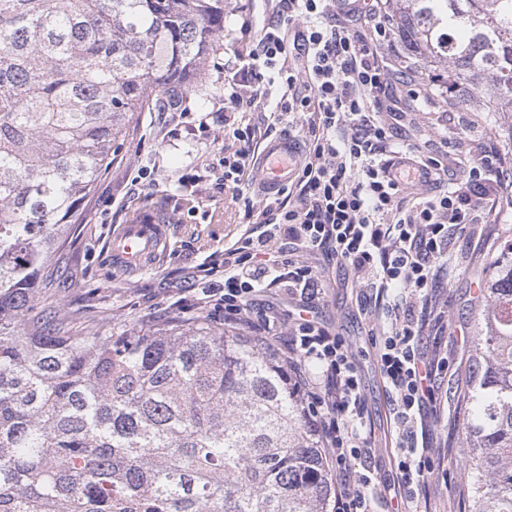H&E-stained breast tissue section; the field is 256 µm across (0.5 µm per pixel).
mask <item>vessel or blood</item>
Instances as JSON below:
<instances>
[{
	"label": "vessel or blood",
	"mask_w": 512,
	"mask_h": 512,
	"mask_svg": "<svg viewBox=\"0 0 512 512\" xmlns=\"http://www.w3.org/2000/svg\"><path fill=\"white\" fill-rule=\"evenodd\" d=\"M298 154L297 140L288 134L270 140L261 154L256 178L262 191L273 194L291 179ZM165 238V229L154 218L120 225L112 236V260L115 267L129 273L139 272L158 254Z\"/></svg>",
	"instance_id": "vessel-or-blood-1"
}]
</instances>
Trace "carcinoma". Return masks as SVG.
Segmentation results:
<instances>
[{"instance_id":"carcinoma-1","label":"carcinoma","mask_w":512,"mask_h":512,"mask_svg":"<svg viewBox=\"0 0 512 512\" xmlns=\"http://www.w3.org/2000/svg\"><path fill=\"white\" fill-rule=\"evenodd\" d=\"M448 104L512 112V0H387ZM224 0H0V512H328L288 366L195 317L84 331L52 250L143 112L190 90ZM471 337L467 512H512V242Z\"/></svg>"}]
</instances>
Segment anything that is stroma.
Returning <instances> with one entry per match:
<instances>
[{
	"instance_id": "1",
	"label": "stroma",
	"mask_w": 512,
	"mask_h": 512,
	"mask_svg": "<svg viewBox=\"0 0 512 512\" xmlns=\"http://www.w3.org/2000/svg\"><path fill=\"white\" fill-rule=\"evenodd\" d=\"M271 16L270 0H224L220 47L206 58L201 82L183 95L191 119L179 124L170 113L144 112L131 127L86 203L84 232L71 235L65 251L51 257L61 274L58 294L67 311L87 320L110 317L118 332L197 315L205 316L213 328L224 329L223 312L201 301L205 289L224 285L223 274L203 271V262L220 256L225 242L246 225L243 204L216 184L217 166L229 144L224 137V88L239 79L249 63L248 54L259 37L253 20ZM414 120L418 138L436 145L449 141L473 149L482 132H491L504 169L512 170V114L454 106L447 112L439 108L416 113ZM141 169L149 171L150 182L136 192L131 182ZM156 213L167 223L163 259L134 275L113 267L109 255L114 226ZM496 215L495 222L473 225L455 239L448 271L435 290L439 302L448 306V327L436 340L427 341L425 349L447 360L440 380L452 393L467 383L468 338L475 329L481 284L499 254L486 240L492 233L504 241L512 239V202L500 200ZM308 263L323 290L313 317L339 330L353 352L369 350L376 323L359 312L356 290L344 269L320 255H310ZM361 366L369 419L379 432L386 426L388 395L372 360L362 359ZM460 419L451 400L438 404L436 414L425 420L427 442L443 452L426 476L428 512H464L463 469L448 465L449 459L464 456Z\"/></svg>"
}]
</instances>
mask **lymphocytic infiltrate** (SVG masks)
Listing matches in <instances>:
<instances>
[{
    "label": "lymphocytic infiltrate",
    "mask_w": 512,
    "mask_h": 512,
    "mask_svg": "<svg viewBox=\"0 0 512 512\" xmlns=\"http://www.w3.org/2000/svg\"><path fill=\"white\" fill-rule=\"evenodd\" d=\"M358 0H281L282 17L264 27L251 50V79L276 69L279 119L298 128L305 150L293 179L279 194L244 199L259 150L254 126H235L237 114L263 112L261 95L238 86L224 90V122L233 128L231 151L220 160V182L243 201L254 228L224 249V285L205 302L228 324L249 321L274 339L308 400L323 445L335 464L333 512H419L434 448L418 441L425 408L436 405L438 360L423 349L439 274L451 257V230L490 219L502 184L496 146L485 140L469 156L459 182L448 181L447 151L416 144L408 114L431 108L424 81L396 85L381 48L391 31L384 7L360 11ZM294 52L295 65L279 66ZM336 260L358 289L363 314L390 313L372 339V360L389 397L390 427L369 428L358 359L344 336L313 319L281 333L274 308L252 310L273 289L317 300L315 272L305 255ZM392 451L397 482L383 496L369 462L377 443Z\"/></svg>",
    "instance_id": "1"
}]
</instances>
